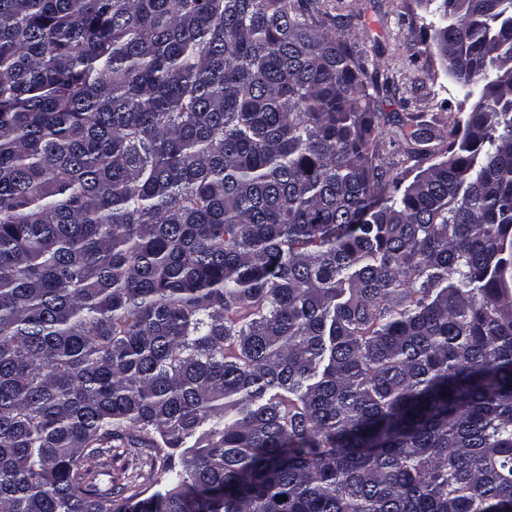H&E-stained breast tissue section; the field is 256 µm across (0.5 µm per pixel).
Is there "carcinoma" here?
<instances>
[{
  "mask_svg": "<svg viewBox=\"0 0 512 512\" xmlns=\"http://www.w3.org/2000/svg\"><path fill=\"white\" fill-rule=\"evenodd\" d=\"M424 2L394 174L319 0H0V512H512V0Z\"/></svg>",
  "mask_w": 512,
  "mask_h": 512,
  "instance_id": "1",
  "label": "carcinoma"
}]
</instances>
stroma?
<instances>
[{
	"label": "stroma",
	"instance_id": "obj_1",
	"mask_svg": "<svg viewBox=\"0 0 512 512\" xmlns=\"http://www.w3.org/2000/svg\"><path fill=\"white\" fill-rule=\"evenodd\" d=\"M337 15V30L368 64L380 65L391 80L376 112L384 122L380 143L386 164H401L403 130L427 124L433 142L448 137V126L463 119L471 101L448 76L432 49L429 17L419 0H325ZM407 117L406 129L391 125L393 115Z\"/></svg>",
	"mask_w": 512,
	"mask_h": 512
}]
</instances>
